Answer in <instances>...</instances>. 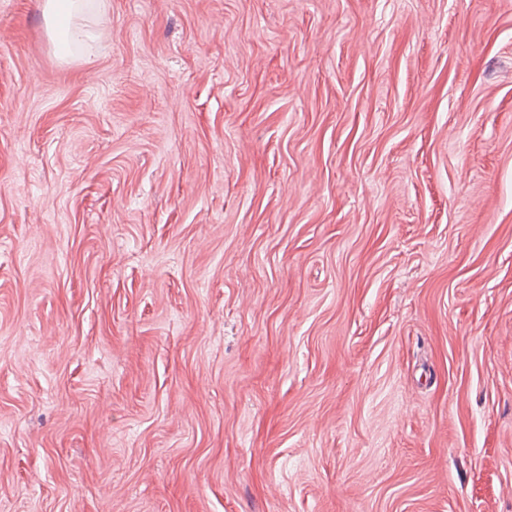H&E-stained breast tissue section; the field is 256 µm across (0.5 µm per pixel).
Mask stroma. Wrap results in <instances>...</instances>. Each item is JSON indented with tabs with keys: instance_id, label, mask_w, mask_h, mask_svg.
<instances>
[{
	"instance_id": "obj_1",
	"label": "stroma",
	"mask_w": 512,
	"mask_h": 512,
	"mask_svg": "<svg viewBox=\"0 0 512 512\" xmlns=\"http://www.w3.org/2000/svg\"><path fill=\"white\" fill-rule=\"evenodd\" d=\"M0 0V512H512V0ZM43 14L51 25L53 39L62 53L69 48L70 32L65 20L80 9V0H44Z\"/></svg>"
}]
</instances>
